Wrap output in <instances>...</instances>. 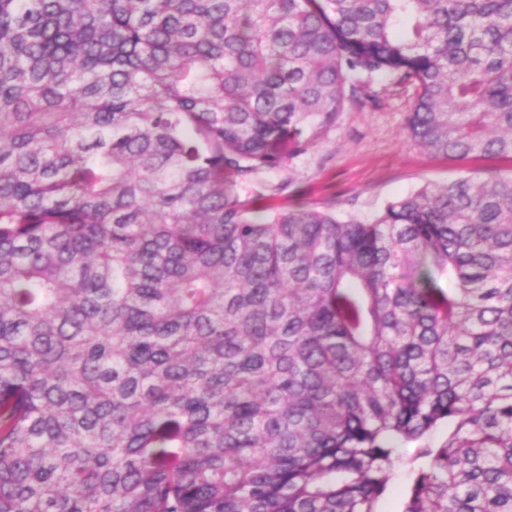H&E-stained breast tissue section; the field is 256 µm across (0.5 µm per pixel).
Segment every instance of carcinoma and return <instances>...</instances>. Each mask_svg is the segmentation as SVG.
Listing matches in <instances>:
<instances>
[{
	"instance_id": "1",
	"label": "carcinoma",
	"mask_w": 512,
	"mask_h": 512,
	"mask_svg": "<svg viewBox=\"0 0 512 512\" xmlns=\"http://www.w3.org/2000/svg\"><path fill=\"white\" fill-rule=\"evenodd\" d=\"M372 79L512 156V0H0V512H512V176L239 197ZM448 431L446 428H440L436 432L417 441L407 442L399 445L401 453L405 459H413L419 451V448H434L440 446L446 439ZM412 482V473L409 467L401 469L389 484L381 498L379 510L381 512H400Z\"/></svg>"
}]
</instances>
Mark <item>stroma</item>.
<instances>
[{
	"mask_svg": "<svg viewBox=\"0 0 512 512\" xmlns=\"http://www.w3.org/2000/svg\"><path fill=\"white\" fill-rule=\"evenodd\" d=\"M412 97V86L374 81L361 103L347 104L335 130L264 175L262 185L243 187L241 200L253 208L332 209L368 221L387 201L424 185L512 173L510 157L428 154L406 135Z\"/></svg>",
	"mask_w": 512,
	"mask_h": 512,
	"instance_id": "1",
	"label": "stroma"
}]
</instances>
